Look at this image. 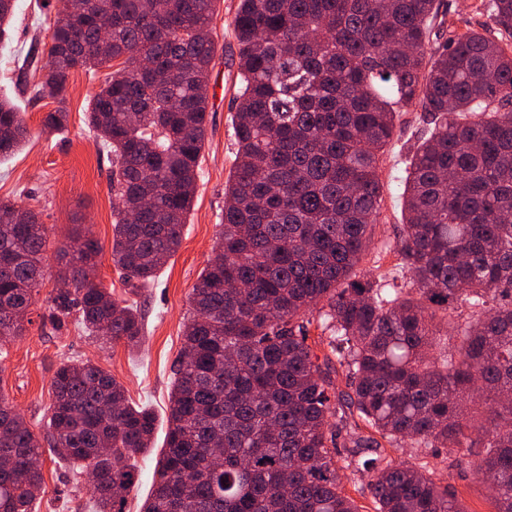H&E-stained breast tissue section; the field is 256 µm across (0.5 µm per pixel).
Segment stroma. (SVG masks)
Listing matches in <instances>:
<instances>
[{"label": "stroma", "mask_w": 512, "mask_h": 512, "mask_svg": "<svg viewBox=\"0 0 512 512\" xmlns=\"http://www.w3.org/2000/svg\"><path fill=\"white\" fill-rule=\"evenodd\" d=\"M238 4L239 0H220L211 24L217 52L209 70L205 145L181 245L154 284L135 295L112 262V209L117 199L110 185L111 159L85 122L90 101L107 76V68L92 75L81 69L71 74L64 104L67 125L62 131L51 132L45 130L43 120L57 104L47 97L32 99L30 90L40 75L24 68L23 61L33 48L49 42L58 8L56 0H17L11 40L0 44V95L19 107L31 133L22 151L0 162V200L36 211L48 235L47 273L29 311L31 322L23 337L0 341V394L22 414L36 436H43L55 370L65 359L89 360L124 386L129 402L149 406L159 430L154 448L137 457L140 483L129 494L125 512H141L152 490L164 446L163 428L183 330L192 314L191 290L219 239L224 187L232 171L234 151L231 119L239 83L232 20ZM421 114L420 106L407 108L400 133L381 157L384 192L374 226L376 243L393 242L400 232L406 157L423 127ZM78 231L91 232L103 247L97 262L98 282L111 289L113 298L140 306L145 323L140 351L130 350L121 341L102 345L73 325L55 331L43 324L48 301L59 286L56 252ZM386 452L398 461L426 458L435 478L447 484L464 512H493L491 488L470 466H449L440 450L416 448L407 441L387 446ZM41 470L43 489L36 512H88V485L82 469L60 461L47 450L41 457Z\"/></svg>", "instance_id": "stroma-1"}]
</instances>
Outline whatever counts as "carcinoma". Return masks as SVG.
I'll return each instance as SVG.
<instances>
[{
    "mask_svg": "<svg viewBox=\"0 0 512 512\" xmlns=\"http://www.w3.org/2000/svg\"><path fill=\"white\" fill-rule=\"evenodd\" d=\"M48 68L33 97L58 107L73 71L120 61L92 97L88 126L112 157L113 263L132 291L178 251L205 142L210 26L218 0H57ZM488 22L439 42V0H239L238 106L223 227L192 289L171 389L166 444L143 512H360L338 457L359 454L373 512H465L429 462H397L368 436L338 434L347 408L389 444L442 448L494 478L495 512H512V0H483ZM109 45L101 47V20ZM428 131L410 147L403 224L393 244L402 284L358 275L376 249L379 156L403 109ZM29 134L0 101V158ZM0 201V338L26 331L44 276L45 225ZM63 246L64 287L48 319L71 318L103 344L135 349L137 303L95 281L99 241ZM318 314L348 370L332 395V359L308 344ZM43 438L0 395V512H33L42 444L91 474L92 512H124L157 418L90 361L52 379Z\"/></svg>",
    "mask_w": 512,
    "mask_h": 512,
    "instance_id": "carcinoma-1",
    "label": "carcinoma"
}]
</instances>
